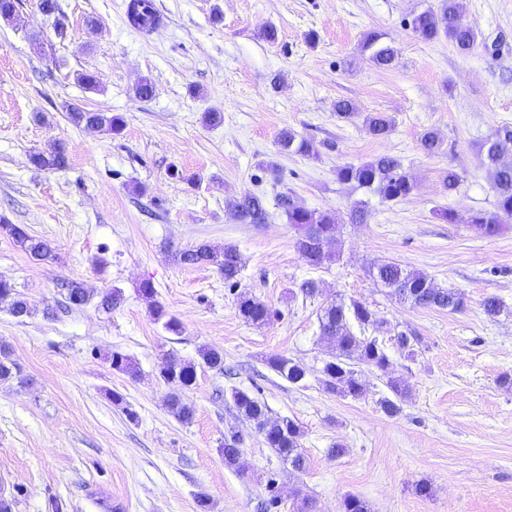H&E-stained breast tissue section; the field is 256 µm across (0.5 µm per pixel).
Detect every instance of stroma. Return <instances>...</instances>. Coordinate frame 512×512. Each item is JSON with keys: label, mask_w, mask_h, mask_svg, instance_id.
<instances>
[{"label": "stroma", "mask_w": 512, "mask_h": 512, "mask_svg": "<svg viewBox=\"0 0 512 512\" xmlns=\"http://www.w3.org/2000/svg\"><path fill=\"white\" fill-rule=\"evenodd\" d=\"M57 2L61 33L38 0L0 18V217L49 240L56 254L34 260L0 233V278L31 310L16 318L0 303V340L27 379L0 383V495L15 499V512H262L271 477L278 512H296L300 493L316 512H341L350 494L371 512H512V221L493 237L469 222L496 199L479 146L512 126V0H463V18L480 36L467 54L409 28L441 0H154L166 25L150 32L126 24L123 0ZM269 27L272 42L263 36ZM370 33L397 50L395 67L368 61ZM85 72L96 90L78 82ZM144 78L154 86L148 98L136 93ZM341 99L355 106L351 119L337 118ZM71 105L121 117L123 129L75 126ZM208 112L223 122L206 124ZM377 112L393 121L387 137L365 125ZM285 129L312 140L318 157L281 152ZM429 130L442 141L432 155L419 145ZM59 142L67 168L30 163ZM381 155L400 161L417 184L412 195L383 203L337 181L338 166ZM267 164L275 174L255 183ZM450 169L461 176L453 193L442 186ZM249 191L264 194L266 224L225 211V198ZM280 194L335 214L334 262L315 267L301 256ZM363 199L367 216L352 222ZM445 208L455 222L439 218ZM201 242L236 247L237 292L216 268L177 260ZM382 262L458 290L465 310L388 296L369 274ZM64 280L82 282L91 301L67 308ZM144 280L179 319V333L154 321L137 292ZM306 280L318 294L289 297ZM114 287L123 301L102 309L100 294ZM240 293L279 317L245 322ZM489 296L504 304L493 319L480 307ZM342 298L391 326L379 334L390 365L358 366V399L328 393L319 373L332 352L319 314ZM399 330L414 336V359L402 354ZM204 345L223 350V370L201 364ZM113 351L133 359L136 376L113 370ZM172 355L196 366L183 392L194 410L188 424L166 406L171 388L160 370ZM276 355L304 365L305 380L291 384L270 370ZM391 377L410 389L395 417L378 405ZM235 388L301 426L304 472H291L238 413ZM116 393L123 404L113 403ZM232 431L244 438L235 470L222 454ZM336 446L341 455H331ZM423 482L426 498L415 492Z\"/></svg>", "instance_id": "35a3bbf8"}]
</instances>
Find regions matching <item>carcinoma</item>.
<instances>
[{
	"label": "carcinoma",
	"instance_id": "cac0c4a2",
	"mask_svg": "<svg viewBox=\"0 0 512 512\" xmlns=\"http://www.w3.org/2000/svg\"><path fill=\"white\" fill-rule=\"evenodd\" d=\"M413 34L423 41L432 42L445 38L461 53H469L477 46L476 32L463 20L462 0H441L438 10L426 9L414 15L410 21ZM363 51L369 53V61L379 68L393 66L396 50L380 42V36L370 34L362 43ZM71 121L77 125L105 129L109 132L120 130L121 119L105 112L84 111L73 108ZM366 124L375 136H386L391 130V120L380 113L366 117ZM278 144L282 150L302 156H315L318 150L312 142L298 136L291 130L280 133ZM485 159L494 168L495 211H476L470 216L483 235L491 237L499 233L502 224L512 219V164L503 161L512 154V127L497 129L482 144ZM68 153L62 143L55 144L50 151L30 155L32 165L43 170H61L68 167ZM337 180L356 189H366L383 201H398L411 194L416 184L401 170L398 159L379 156L359 165L346 164L336 168ZM224 207L233 213L243 224H264L268 219L265 197L254 192L224 200ZM279 207L291 226L298 233V251L312 265L330 262L333 256L324 251L325 242L333 237L336 230V217L328 212L310 210L296 202L292 196L284 194L279 198ZM6 233L30 255L38 260L52 258L53 249L49 241L29 235L16 224H0V233ZM181 263L189 266L212 265L224 276V285L234 289L240 283L242 264L236 248L227 246L216 249L208 243H200L179 253ZM371 276L390 290V295L416 308L465 310L464 297L452 288H439L422 272L408 271L394 262L382 263L372 268ZM65 290L68 306L80 307L89 301V295L81 283L69 280L61 284ZM9 303L10 312L17 318L29 314L27 302L13 286L0 278V303ZM238 315L247 323L262 325L274 317L275 311L262 301L247 295L237 298ZM154 320L161 323L169 332L180 331V322L169 315L158 301L152 304ZM383 327V321L365 303L358 300L333 301L321 309L319 329L321 339L334 345L335 354L323 362L319 370L325 389L341 397L358 398L363 395V385L353 369V364H363L379 371H386L389 357L385 347L375 333ZM202 362L212 369L224 370V352L213 347L199 349ZM112 369L136 375L133 361L119 353L110 355ZM268 366L292 384L301 383L307 375L306 369L283 356L271 357ZM162 378L174 386L168 398L169 412L179 421L189 423L193 419V409L183 402L181 391L190 387L196 379L194 364L171 358L161 371ZM21 379L20 368L11 357L7 344L0 342V381ZM387 387L394 398L384 397L379 401L382 411L395 416L400 403L408 397L409 389L398 379L391 378ZM234 406L240 414L253 422L264 437L265 444L294 471L307 468V458L302 452L301 426L288 417L270 420L268 408L260 399L240 389L231 392ZM243 438L237 433L224 437V465L234 468L238 465Z\"/></svg>",
	"mask_w": 512,
	"mask_h": 512
}]
</instances>
